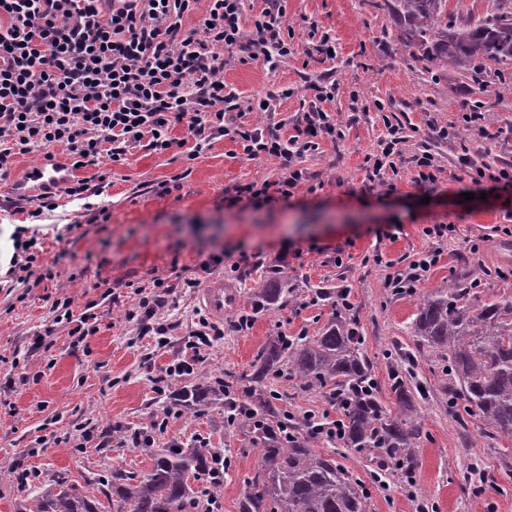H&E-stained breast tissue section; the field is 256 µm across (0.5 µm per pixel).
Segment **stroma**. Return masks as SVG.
Instances as JSON below:
<instances>
[{"label": "stroma", "instance_id": "35a3bbf8", "mask_svg": "<svg viewBox=\"0 0 512 512\" xmlns=\"http://www.w3.org/2000/svg\"><path fill=\"white\" fill-rule=\"evenodd\" d=\"M288 25L295 52L276 68L264 66L262 48L251 45L224 53V82L238 97L248 124L289 135L306 111L316 81L335 84L322 108L337 123L339 138H322L317 150L281 160L242 158L230 137L212 140L197 159L184 150L156 153L138 147L120 162L77 170L92 194L77 200L60 195L54 211L33 218L16 207L13 185L41 162L40 151L16 155L9 180L0 181V262L8 263L14 233L27 228L42 246L41 262L52 269L24 282L0 283V512H18L32 485L65 479L110 512L112 496L98 474L121 470L147 473L155 452L178 442L207 441L224 451L221 483L199 482L198 494L214 495L219 512H237L247 480L258 470L259 451L242 442L215 406L194 415L160 416L180 377L156 391L155 378L177 356L204 315L198 290L212 277L235 284L240 300L229 309L198 372L208 381L245 387L244 376L269 336H315L331 314L320 290L350 291V310L365 338L363 350L374 366L383 403H391L389 377L398 351L414 350L410 325L423 296L447 287L450 274L467 266L469 280L487 287L490 274L512 270V188L461 180L459 141L472 152H490L512 164V68L484 87L454 66L431 67L397 38L384 0H288ZM336 40V56L316 52L311 29ZM269 112L250 111L256 98L279 90ZM480 110V124L466 113ZM415 126L401 146L396 173L370 180L367 160L378 150L385 122ZM454 126L458 137L438 139L435 128ZM492 140L481 137V130ZM430 149L436 159L432 192L415 181L414 157ZM303 170L288 200L270 204L236 200L238 187L286 177ZM108 209L101 221L98 212ZM452 224L455 241L424 235V227ZM478 253H470L469 244ZM438 263L413 291L395 293L385 280L431 250ZM223 253L212 266L209 256ZM272 269L288 271L298 283L294 304L260 314L249 326L237 324L251 295ZM160 306L146 318L142 293ZM71 298L73 313L94 305V334L72 336L73 326L57 321V300ZM167 331L159 344L156 326ZM440 363L419 358L413 382L424 389L418 401L422 438L416 449L412 486L380 473L376 464L348 449L337 461L368 492L367 512H512V468L499 455L494 434L453 407L439 393ZM272 390L294 416L337 419L321 394L302 391L291 380L275 379ZM152 429L154 443L137 448L135 432ZM481 477H472V470ZM27 474L19 482V474Z\"/></svg>", "mask_w": 512, "mask_h": 512}]
</instances>
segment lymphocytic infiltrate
I'll use <instances>...</instances> for the list:
<instances>
[{"mask_svg":"<svg viewBox=\"0 0 512 512\" xmlns=\"http://www.w3.org/2000/svg\"><path fill=\"white\" fill-rule=\"evenodd\" d=\"M245 19L242 0H126L106 12L104 0H0V180L15 155L39 149L54 160L66 151L75 169L102 156L122 161L129 149L171 150L172 125H183L188 159L220 136H231L243 158L284 162L339 137L322 102L329 87L315 85V101L289 137L234 122L239 105L224 84L227 47L252 39L276 67L292 54L284 0ZM200 18L193 28L183 21ZM458 164L473 184L512 186V167L474 157L460 145Z\"/></svg>","mask_w":512,"mask_h":512,"instance_id":"f902f5d3","label":"lymphocytic infiltrate"}]
</instances>
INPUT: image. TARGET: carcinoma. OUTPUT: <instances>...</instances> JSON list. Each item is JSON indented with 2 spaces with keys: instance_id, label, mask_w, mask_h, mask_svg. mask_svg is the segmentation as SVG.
<instances>
[{
  "instance_id": "1",
  "label": "carcinoma",
  "mask_w": 512,
  "mask_h": 512,
  "mask_svg": "<svg viewBox=\"0 0 512 512\" xmlns=\"http://www.w3.org/2000/svg\"><path fill=\"white\" fill-rule=\"evenodd\" d=\"M404 46L423 53L431 65H455L488 82L491 73L512 66V0H497L496 11L477 24L448 23V0H385ZM295 288L288 272L266 278L251 302L255 313L286 307ZM332 305L318 335L290 339L278 334L259 350L245 375L243 395L232 383L200 386L186 382L173 407L197 413L224 406L229 426L260 449L258 472L238 503V512H367L362 485L336 458L312 448L306 434L278 405L269 380L287 378L340 404L339 434L326 438L356 453L366 452L397 475L409 476L421 439L417 425L421 389L399 372L391 375L395 410L381 403L373 366L362 345L359 323ZM421 352L444 363L440 390L506 443L502 459L512 461V296L481 299L468 278L419 303L410 327ZM224 461L219 448L173 444L155 454L148 473H112L113 512H207L208 500L193 484ZM20 512H98L96 502L61 480L39 486Z\"/></svg>"
}]
</instances>
